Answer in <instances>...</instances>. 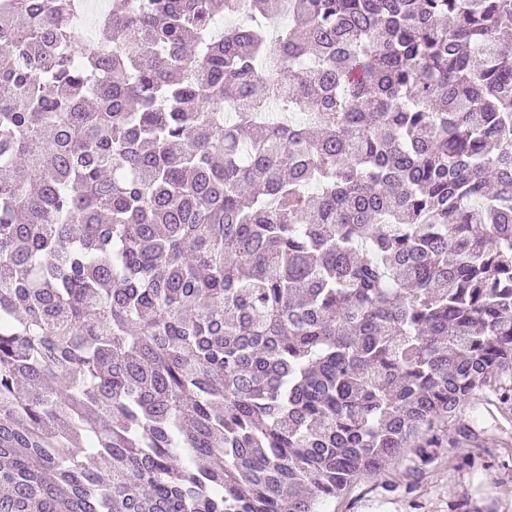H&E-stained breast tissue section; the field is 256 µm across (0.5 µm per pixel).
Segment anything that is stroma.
<instances>
[{"instance_id": "1", "label": "stroma", "mask_w": 512, "mask_h": 512, "mask_svg": "<svg viewBox=\"0 0 512 512\" xmlns=\"http://www.w3.org/2000/svg\"><path fill=\"white\" fill-rule=\"evenodd\" d=\"M496 374L433 431L440 440L428 464L414 451L376 474L359 475L327 512H512V402L493 388Z\"/></svg>"}]
</instances>
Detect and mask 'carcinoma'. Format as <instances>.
I'll return each instance as SVG.
<instances>
[{
    "label": "carcinoma",
    "instance_id": "obj_1",
    "mask_svg": "<svg viewBox=\"0 0 512 512\" xmlns=\"http://www.w3.org/2000/svg\"><path fill=\"white\" fill-rule=\"evenodd\" d=\"M0 0V512H325L512 372V0Z\"/></svg>",
    "mask_w": 512,
    "mask_h": 512
}]
</instances>
